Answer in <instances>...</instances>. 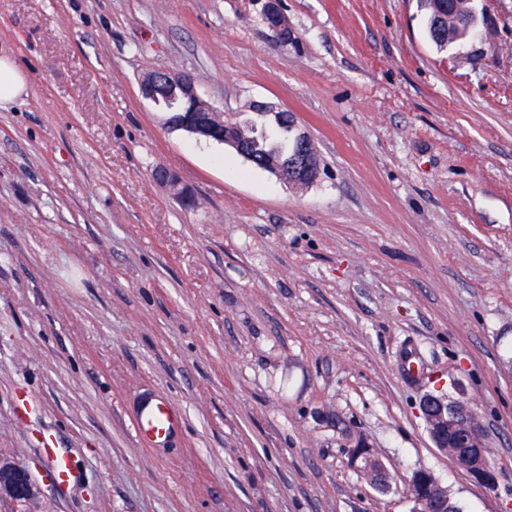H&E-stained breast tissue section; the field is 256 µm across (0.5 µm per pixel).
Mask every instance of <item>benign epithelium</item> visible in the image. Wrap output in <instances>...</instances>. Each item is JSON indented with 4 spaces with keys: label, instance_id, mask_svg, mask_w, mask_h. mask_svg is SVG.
Here are the masks:
<instances>
[{
    "label": "benign epithelium",
    "instance_id": "benign-epithelium-1",
    "mask_svg": "<svg viewBox=\"0 0 512 512\" xmlns=\"http://www.w3.org/2000/svg\"><path fill=\"white\" fill-rule=\"evenodd\" d=\"M262 13L272 22L267 28L281 41L288 39V29L281 20L278 0H261ZM163 84L172 88V94L179 107L168 120L169 128L183 130L196 139H220L232 147L239 155L248 159L249 153L242 144L224 131V127L214 122L218 110L201 98L197 83L189 73L172 72L166 69L151 70L140 81L141 95L156 100L155 88ZM270 172L282 183L301 181L312 185L320 175L321 162L316 155L309 135L295 129V151L287 160L272 163ZM430 439L435 447L449 453L463 469L487 486L496 482V474L491 472L485 456L483 432L478 417L444 395L425 394L420 401ZM348 447L354 449L352 468L364 475L371 487L385 492L391 485V473L383 463L378 467L370 465L367 449L370 444L362 436H349ZM36 496L35 486L26 468L0 457V502L26 504ZM410 512H448V492L434 483L421 495L409 497Z\"/></svg>",
    "mask_w": 512,
    "mask_h": 512
}]
</instances>
